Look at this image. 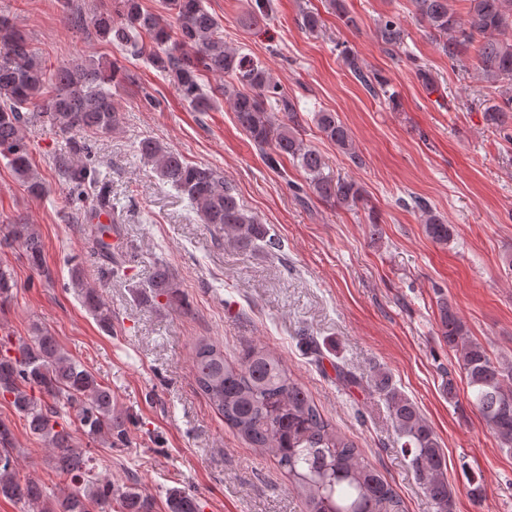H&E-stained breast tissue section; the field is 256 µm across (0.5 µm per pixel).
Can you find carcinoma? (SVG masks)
<instances>
[{"instance_id":"cac0c4a2","label":"carcinoma","mask_w":512,"mask_h":512,"mask_svg":"<svg viewBox=\"0 0 512 512\" xmlns=\"http://www.w3.org/2000/svg\"><path fill=\"white\" fill-rule=\"evenodd\" d=\"M420 24L452 62L470 52L478 57L482 79L502 87L501 100L484 112L487 124L512 141V0H467L468 18L461 20L453 0H412ZM75 28L90 25L104 41L132 56L145 59L169 78L176 92L195 112H210L219 100L230 105L237 122L260 149L268 167L278 169L292 161L306 179V188L320 200L347 210L362 199L358 185L330 171L323 156L303 142L294 101L259 59L228 47L220 22L203 0H162V10L143 7L140 0H112L110 6L89 16L72 10L71 0H60ZM304 29L317 32L321 15L304 10ZM378 38L391 52L404 46V31L393 17L380 20ZM355 78L377 96L387 93L386 80L363 70L357 56L344 54ZM121 69L93 55H82L55 68L32 48L29 36L0 6V157L6 159L26 190L38 197L44 183L31 162L27 129L33 122L48 126L66 139L67 151L56 156L54 170L69 196L91 199L94 213L83 215L90 224L94 214L106 212L111 224H98L90 236L98 252L114 265L111 244L105 237L122 221L112 202L106 177L96 164L93 138L107 135L118 124L112 85ZM213 76L220 83L206 81ZM287 116L273 120L271 107ZM319 132L338 148L349 151L348 128L334 112H318ZM139 153L151 163L159 179L187 197L200 220L243 249L280 250L279 239L253 213L239 204L224 173L188 161L181 153L152 138L140 142ZM426 235L448 243L453 228L420 200ZM6 238L19 244L28 263L44 271V244L34 224L19 219L7 225ZM83 307L101 328H112V309L97 288H87L72 272ZM15 281L9 268L0 266V302L13 296ZM144 298L167 299L179 306L182 297L168 267L155 266ZM438 336L455 352L469 393L468 406L479 413L499 446L512 451V360L492 359L469 330L448 297L437 292ZM194 381L224 423L250 447L269 452L288 476L303 512H404L393 486L366 463L356 443L333 426L311 394L288 372L282 359L260 344L248 345L238 357L224 356V347L200 338L193 347ZM336 375L348 388L369 383L385 401L400 439L401 452L422 484L433 512H453L454 492L446 476L441 442L416 403L400 391L392 377L378 369L363 377L340 367ZM0 396L9 398L26 428L40 440L56 470L69 477L73 490L51 498L45 488L19 476L15 434L0 421V498L31 507L30 512H152L153 502L133 488L112 487L95 472L87 449L78 446L66 419L76 409L77 428L89 441L116 446L124 443V420L112 409V390L86 366L75 361L46 329L28 339H0ZM168 512H201L197 498L172 488Z\"/></svg>"}]
</instances>
